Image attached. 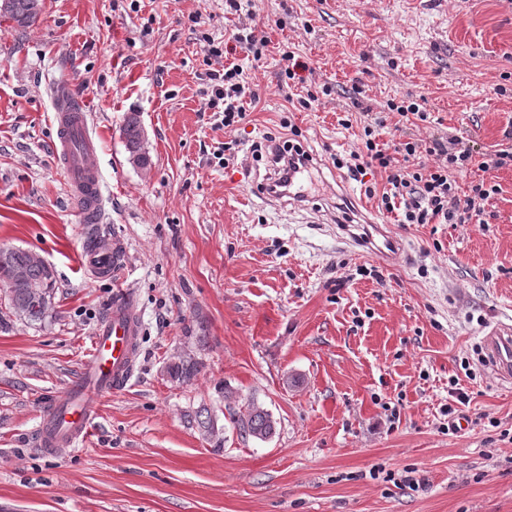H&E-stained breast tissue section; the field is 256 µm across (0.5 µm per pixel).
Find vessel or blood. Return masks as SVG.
Instances as JSON below:
<instances>
[{"label": "vessel or blood", "instance_id": "obj_1", "mask_svg": "<svg viewBox=\"0 0 512 512\" xmlns=\"http://www.w3.org/2000/svg\"><path fill=\"white\" fill-rule=\"evenodd\" d=\"M51 121L56 128L55 159L67 190L77 201L83 223H98L103 209V186L94 164L98 139L81 104L63 91H55ZM126 252L123 241L110 248L87 246L81 255L85 269L100 277L111 276ZM141 327L133 298L118 290L112 310L98 328L85 363L84 380L63 391L43 419L37 442L44 453L87 441L100 414L105 394L124 389L130 382L139 354ZM486 359L500 380L512 382V325L491 330L484 338Z\"/></svg>", "mask_w": 512, "mask_h": 512}]
</instances>
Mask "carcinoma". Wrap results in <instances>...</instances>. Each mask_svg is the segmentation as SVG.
I'll use <instances>...</instances> for the list:
<instances>
[{
  "label": "carcinoma",
  "mask_w": 512,
  "mask_h": 512,
  "mask_svg": "<svg viewBox=\"0 0 512 512\" xmlns=\"http://www.w3.org/2000/svg\"><path fill=\"white\" fill-rule=\"evenodd\" d=\"M3 2L7 7L0 6V12L24 29L36 21L42 8L41 0H3ZM120 135L132 162L141 168L150 166L151 159L145 148L144 130L137 115L130 114L125 117ZM18 266L27 268L29 279L44 283L43 294L34 296L28 289L9 281L11 269ZM0 286L5 290L10 310L30 324L43 322L55 307L54 272L45 267L30 264L26 250L0 248ZM199 372V361L193 355H188L181 362L167 366L169 377L183 384L193 381ZM187 423L198 432L205 434L214 427V415L209 408L201 406L187 415ZM232 423L254 436H272L276 433L275 421L268 412L254 416L246 426L235 419Z\"/></svg>",
  "instance_id": "cac0c4a2"
}]
</instances>
